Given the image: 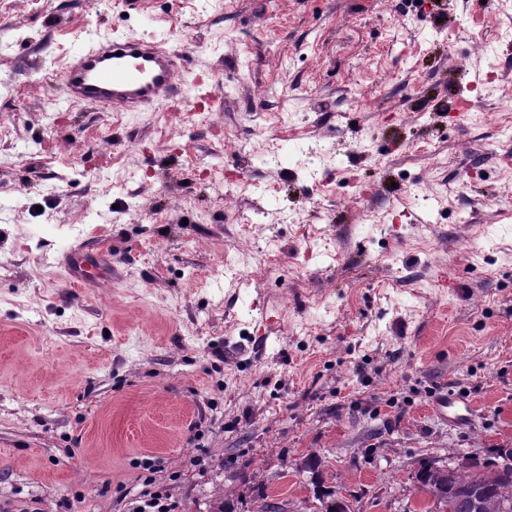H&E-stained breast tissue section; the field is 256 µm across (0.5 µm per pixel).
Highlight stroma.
Segmentation results:
<instances>
[{
    "label": "stroma",
    "mask_w": 512,
    "mask_h": 512,
    "mask_svg": "<svg viewBox=\"0 0 512 512\" xmlns=\"http://www.w3.org/2000/svg\"><path fill=\"white\" fill-rule=\"evenodd\" d=\"M99 28L187 47L178 111L65 106ZM503 446L512 0H0V512H421ZM435 410L446 418L453 420H465L471 412L466 399L456 395L443 394L435 405Z\"/></svg>",
    "instance_id": "obj_1"
}]
</instances>
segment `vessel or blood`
Wrapping results in <instances>:
<instances>
[{
	"instance_id": "obj_1",
	"label": "vessel or blood",
	"mask_w": 512,
	"mask_h": 512,
	"mask_svg": "<svg viewBox=\"0 0 512 512\" xmlns=\"http://www.w3.org/2000/svg\"><path fill=\"white\" fill-rule=\"evenodd\" d=\"M189 66L187 51L165 47L148 36L99 35L75 52L56 81L65 101L120 112H142L157 102L179 97L177 77ZM436 411L467 419L466 399L441 395Z\"/></svg>"
}]
</instances>
